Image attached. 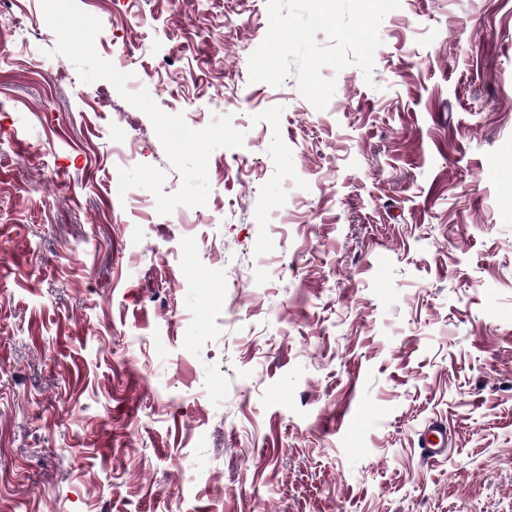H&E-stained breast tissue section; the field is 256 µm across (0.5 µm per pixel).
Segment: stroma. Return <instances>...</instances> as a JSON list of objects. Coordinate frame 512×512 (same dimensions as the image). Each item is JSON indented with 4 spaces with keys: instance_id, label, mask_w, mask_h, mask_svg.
<instances>
[{
    "instance_id": "obj_1",
    "label": "stroma",
    "mask_w": 512,
    "mask_h": 512,
    "mask_svg": "<svg viewBox=\"0 0 512 512\" xmlns=\"http://www.w3.org/2000/svg\"><path fill=\"white\" fill-rule=\"evenodd\" d=\"M78 4L244 140L133 209L118 138L181 186L150 118L0 12V512H512V0H401L322 110L251 82L267 0ZM448 444L447 427L442 423H431L424 431L419 443L426 458L434 459L442 455Z\"/></svg>"
}]
</instances>
